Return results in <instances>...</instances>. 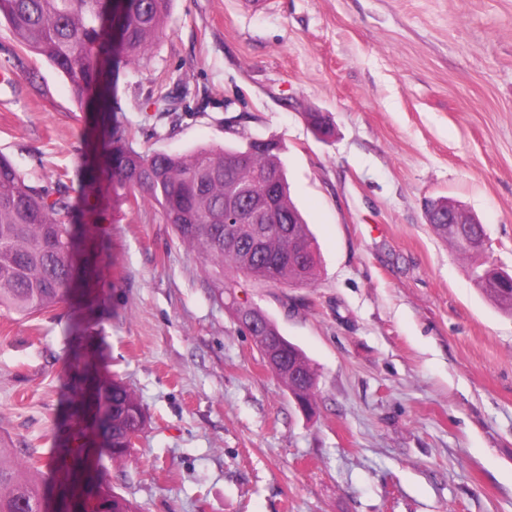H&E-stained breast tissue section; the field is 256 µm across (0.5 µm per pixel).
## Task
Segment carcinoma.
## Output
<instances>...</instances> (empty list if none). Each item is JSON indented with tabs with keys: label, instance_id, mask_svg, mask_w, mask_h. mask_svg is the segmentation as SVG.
I'll return each instance as SVG.
<instances>
[{
	"label": "carcinoma",
	"instance_id": "cac0c4a2",
	"mask_svg": "<svg viewBox=\"0 0 512 512\" xmlns=\"http://www.w3.org/2000/svg\"><path fill=\"white\" fill-rule=\"evenodd\" d=\"M172 0H0V21L18 43L60 71L68 80L78 105H97L111 111L112 75L121 69L139 71L154 47L166 35L165 21ZM317 132L330 134L322 112L306 113ZM108 167L133 200L158 207L172 225L178 241L207 267L206 287L234 288L238 280L288 288L309 286L318 272L317 250L308 224L290 197L282 146L276 142L249 151L219 145L199 147L183 154H141L118 143L106 145ZM275 179L269 205L277 223L257 241L251 224L224 223V203L245 188L258 195L260 178ZM57 197L27 182L15 165L0 155V310L26 316L48 310L77 287L93 300L95 271L81 264L79 246L92 238L95 226L74 224L67 186L57 179ZM439 237L465 254L455 226L432 222ZM487 296L512 314V274L487 267L476 273ZM280 373L294 399L309 408L317 391L316 373L299 346L281 347ZM78 405L70 414L75 448L55 451L53 470L65 488L72 479L68 459L82 454L92 414L94 429L114 457L124 456L131 437L138 436L146 416L126 386L101 379L94 392L82 384L70 385ZM111 403L106 419H97L99 400ZM44 479L22 462L0 440V512H45ZM111 512H138L131 502L100 488Z\"/></svg>",
	"mask_w": 512,
	"mask_h": 512
}]
</instances>
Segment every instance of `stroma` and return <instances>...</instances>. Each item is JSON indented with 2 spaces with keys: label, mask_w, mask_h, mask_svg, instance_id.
<instances>
[{
  "label": "stroma",
  "mask_w": 512,
  "mask_h": 512,
  "mask_svg": "<svg viewBox=\"0 0 512 512\" xmlns=\"http://www.w3.org/2000/svg\"><path fill=\"white\" fill-rule=\"evenodd\" d=\"M166 28L106 114L0 25V153L50 192L68 170L73 220L97 226L85 255L104 249L94 306L0 312V435L46 466L72 442L67 379L107 376L146 423L123 458L84 452L140 512H512V315L422 207L462 204L484 261L512 268V0H174ZM109 136L142 154L278 139L316 282L217 295L155 206L85 204ZM245 303L307 354L312 409L236 321Z\"/></svg>",
  "instance_id": "stroma-1"
}]
</instances>
